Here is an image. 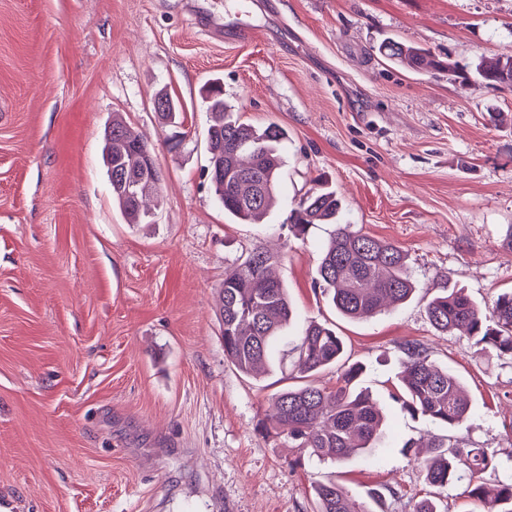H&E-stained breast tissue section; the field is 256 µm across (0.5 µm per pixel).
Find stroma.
<instances>
[{
	"instance_id": "35a3bbf8",
	"label": "stroma",
	"mask_w": 512,
	"mask_h": 512,
	"mask_svg": "<svg viewBox=\"0 0 512 512\" xmlns=\"http://www.w3.org/2000/svg\"><path fill=\"white\" fill-rule=\"evenodd\" d=\"M187 0H0V512H316L336 477L374 512H473L457 482L437 491L406 447L451 436L512 472V359L437 332L444 288L485 305L512 289V85L466 91L377 48L392 38L472 65L512 53V0H243L255 34L216 41ZM220 79L242 122L288 136L278 205L241 224L205 169L200 98ZM184 109L179 146L159 89ZM121 114L162 171L151 224L124 222L101 164ZM339 222L407 255L416 292L367 319L341 316L313 279L331 224L295 238L288 215L317 180ZM299 321L335 325L360 385L387 415L384 450L332 465L267 425L272 395L298 383V327L258 377L224 358L217 289L254 249ZM461 379L465 428L412 418L393 398L407 345Z\"/></svg>"
}]
</instances>
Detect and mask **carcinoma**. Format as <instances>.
Masks as SVG:
<instances>
[{"mask_svg":"<svg viewBox=\"0 0 512 512\" xmlns=\"http://www.w3.org/2000/svg\"><path fill=\"white\" fill-rule=\"evenodd\" d=\"M378 53L392 62H403L417 71L435 69L424 49L388 39ZM470 88L483 84H512V55L481 59ZM160 112L168 124L176 123L179 102L162 93ZM207 109L214 116L206 134L208 172L216 171L214 192L224 196V212L241 222L259 219L274 204L278 190L280 152L286 132L275 124L256 128L232 118L220 85L203 91ZM103 165L112 199L128 224H147L159 205L157 187L161 169L144 168L145 155L153 149L127 122L114 116L102 132ZM340 212L336 190L321 184L309 192L291 212L288 223L297 236L313 224H332ZM276 256L255 250L232 271L224 274L219 292V313L224 338V358L244 375L266 371L269 351L281 332L296 317L287 288L273 275ZM314 287L349 319H363L389 304L408 300L416 290L406 255L392 242L353 232L340 224L325 246ZM426 315L438 332L464 328L476 344L498 356L512 357V291L481 306L461 289L444 288L426 305ZM344 344L336 331L317 321L306 322L300 331L299 370L306 380L271 398L267 421L287 430L292 446L325 460L339 462L362 452L376 457L383 439L385 417L369 393L358 388L362 368L343 366L336 388L320 386L312 376L341 361ZM406 360L399 375L402 392L396 394L411 416L459 431L470 418V403L460 379L448 367L430 360L424 347L405 348ZM427 483L439 489L468 478L466 492L482 512H512V477L494 486L479 480L488 465L481 448H461L436 438L426 454L414 457ZM317 512H372L352 500L336 479L314 487Z\"/></svg>","mask_w":512,"mask_h":512,"instance_id":"cac0c4a2","label":"carcinoma"}]
</instances>
